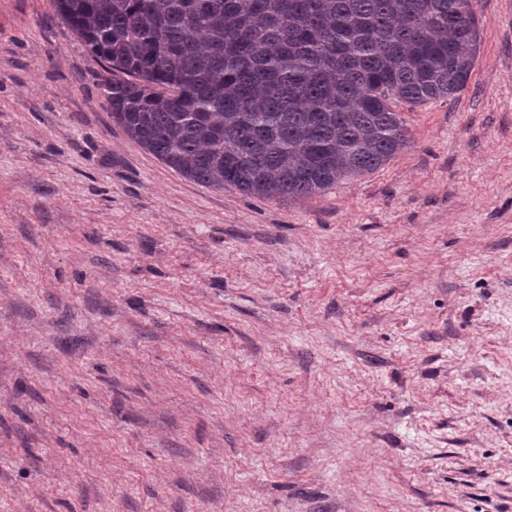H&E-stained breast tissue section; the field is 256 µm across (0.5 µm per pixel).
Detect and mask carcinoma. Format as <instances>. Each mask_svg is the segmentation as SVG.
<instances>
[{
	"label": "carcinoma",
	"mask_w": 512,
	"mask_h": 512,
	"mask_svg": "<svg viewBox=\"0 0 512 512\" xmlns=\"http://www.w3.org/2000/svg\"><path fill=\"white\" fill-rule=\"evenodd\" d=\"M476 0H54L106 64L112 121L186 179L269 200L371 173L410 141L396 102L453 100Z\"/></svg>",
	"instance_id": "carcinoma-1"
}]
</instances>
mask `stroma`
I'll return each mask as SVG.
<instances>
[{"label": "stroma", "instance_id": "obj_1", "mask_svg": "<svg viewBox=\"0 0 512 512\" xmlns=\"http://www.w3.org/2000/svg\"><path fill=\"white\" fill-rule=\"evenodd\" d=\"M454 100L304 200L112 120L0 0V512H512V0Z\"/></svg>", "mask_w": 512, "mask_h": 512}]
</instances>
